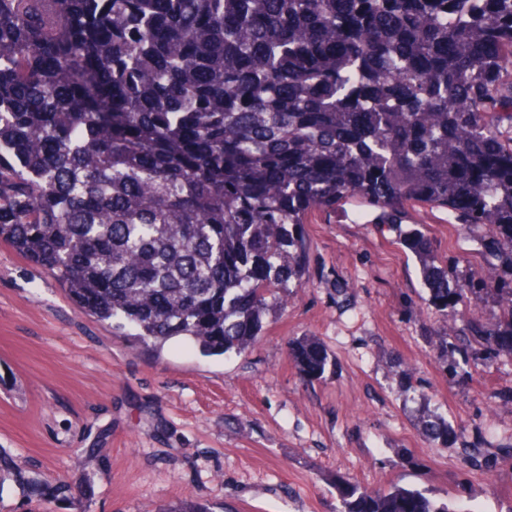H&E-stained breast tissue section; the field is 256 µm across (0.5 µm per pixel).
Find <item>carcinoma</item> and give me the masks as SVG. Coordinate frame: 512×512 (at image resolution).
<instances>
[{
	"label": "carcinoma",
	"instance_id": "carcinoma-1",
	"mask_svg": "<svg viewBox=\"0 0 512 512\" xmlns=\"http://www.w3.org/2000/svg\"><path fill=\"white\" fill-rule=\"evenodd\" d=\"M350 199L464 225L494 278L401 234L426 308L462 322L428 346L450 383L512 362V0H0V240L133 349L248 350L308 285L304 225ZM290 357L323 378L313 337ZM336 491L339 512H458Z\"/></svg>",
	"mask_w": 512,
	"mask_h": 512
}]
</instances>
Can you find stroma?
Listing matches in <instances>:
<instances>
[{"label": "stroma", "instance_id": "stroma-1", "mask_svg": "<svg viewBox=\"0 0 512 512\" xmlns=\"http://www.w3.org/2000/svg\"><path fill=\"white\" fill-rule=\"evenodd\" d=\"M305 225L309 283L245 353L179 340L132 351L81 313L61 283L0 243V512H157L203 499L224 512H336V482L427 491L471 512H512V366L448 383L428 353L432 315H410L421 281L402 226L374 209ZM425 231L438 256L481 268L445 213ZM318 338L325 381L300 380L289 344ZM398 353L410 378L388 374ZM456 429L429 444L423 414ZM52 477L26 497L18 470Z\"/></svg>", "mask_w": 512, "mask_h": 512}]
</instances>
